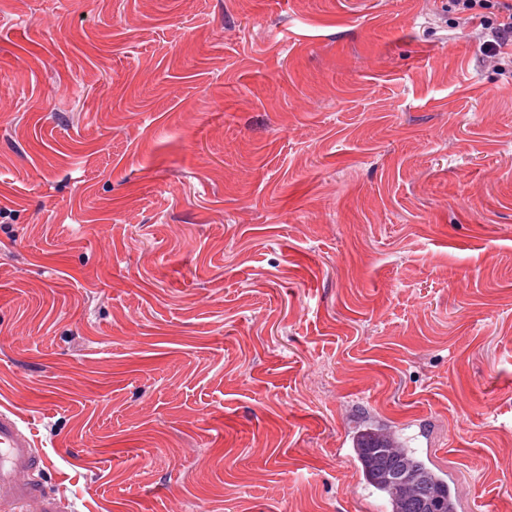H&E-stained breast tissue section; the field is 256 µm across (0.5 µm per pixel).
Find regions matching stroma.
<instances>
[{
	"label": "stroma",
	"instance_id": "35a3bbf8",
	"mask_svg": "<svg viewBox=\"0 0 512 512\" xmlns=\"http://www.w3.org/2000/svg\"><path fill=\"white\" fill-rule=\"evenodd\" d=\"M448 0H0V409L77 512H385L401 429L512 512V74Z\"/></svg>",
	"mask_w": 512,
	"mask_h": 512
}]
</instances>
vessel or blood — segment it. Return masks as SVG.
I'll use <instances>...</instances> for the list:
<instances>
[{"mask_svg": "<svg viewBox=\"0 0 512 512\" xmlns=\"http://www.w3.org/2000/svg\"><path fill=\"white\" fill-rule=\"evenodd\" d=\"M45 460L12 410H0V506L8 512H73L70 502L44 492Z\"/></svg>", "mask_w": 512, "mask_h": 512, "instance_id": "obj_1", "label": "vessel or blood"}]
</instances>
